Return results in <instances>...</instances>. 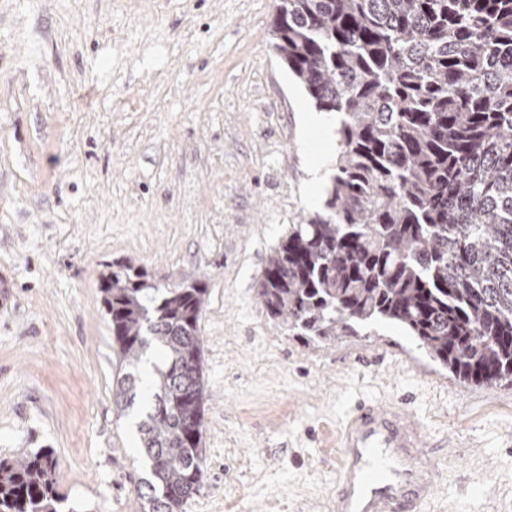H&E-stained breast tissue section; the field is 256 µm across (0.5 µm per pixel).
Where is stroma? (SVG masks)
Instances as JSON below:
<instances>
[{
  "label": "stroma",
  "instance_id": "1",
  "mask_svg": "<svg viewBox=\"0 0 512 512\" xmlns=\"http://www.w3.org/2000/svg\"><path fill=\"white\" fill-rule=\"evenodd\" d=\"M275 0H0V459L54 449L62 512H137L148 476L99 276L203 282L204 480L183 512H325L336 430L403 404L450 454L420 512H512V386L450 378L401 327L314 347L258 297L311 203L313 104L269 46ZM267 113L257 124L256 113ZM284 157H269L270 141Z\"/></svg>",
  "mask_w": 512,
  "mask_h": 512
}]
</instances>
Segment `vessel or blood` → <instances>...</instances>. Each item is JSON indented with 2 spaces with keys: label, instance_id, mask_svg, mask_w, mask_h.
Segmentation results:
<instances>
[{
  "label": "vessel or blood",
  "instance_id": "obj_1",
  "mask_svg": "<svg viewBox=\"0 0 512 512\" xmlns=\"http://www.w3.org/2000/svg\"><path fill=\"white\" fill-rule=\"evenodd\" d=\"M340 460L328 512H419L440 467L423 425L399 404L370 401L339 429Z\"/></svg>",
  "mask_w": 512,
  "mask_h": 512
}]
</instances>
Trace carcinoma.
I'll list each match as a JSON object with an SVG mask.
<instances>
[{
	"label": "carcinoma",
	"mask_w": 512,
	"mask_h": 512,
	"mask_svg": "<svg viewBox=\"0 0 512 512\" xmlns=\"http://www.w3.org/2000/svg\"><path fill=\"white\" fill-rule=\"evenodd\" d=\"M270 48L336 114L324 212L288 226L258 284L290 336L330 345L375 321L472 384L512 385V0H278ZM121 354L117 411L155 365L138 423L140 512H182L204 478L207 289L130 261L99 278ZM58 459H0V512H59Z\"/></svg>",
	"instance_id": "cac0c4a2"
}]
</instances>
